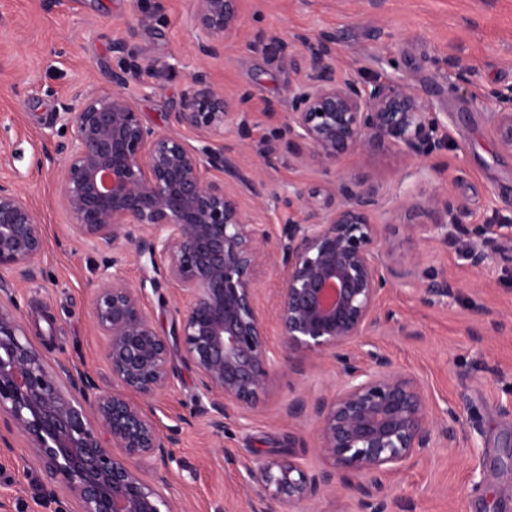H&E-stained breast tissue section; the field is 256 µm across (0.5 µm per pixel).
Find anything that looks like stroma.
Instances as JSON below:
<instances>
[{"label":"stroma","instance_id":"35a3bbf8","mask_svg":"<svg viewBox=\"0 0 512 512\" xmlns=\"http://www.w3.org/2000/svg\"><path fill=\"white\" fill-rule=\"evenodd\" d=\"M140 10L156 22L129 35ZM241 14L234 45L209 67L224 91L251 95L250 138L241 140L236 125H227L224 149L274 190L257 208V223L278 238L288 217L281 196L322 189L341 176L365 181L378 193L390 261L418 263L420 273L444 274L454 284L450 295L427 303L412 286L389 290L381 304L399 324L369 338L394 369L425 385L435 416H460L455 444L438 440L416 464L385 477L394 512H512V235L480 240L456 233L442 243L408 230L442 217L436 198L459 203L464 226L512 224V154L498 148L492 118L495 91L512 84V0H241ZM321 32L334 41L339 77L408 81L436 113L442 148L411 158L389 139L334 166L283 154L264 167L258 151L280 135L267 112L287 111V90L298 79L293 62L302 48L293 37ZM124 37L140 57L169 65L161 74L138 73L128 87L143 120L167 129L196 67L194 0H0V143L8 148L0 179L13 181L29 201L45 240L37 278L23 282L2 269L0 286L12 289L47 360L73 358L104 386L111 382L106 339L90 306L102 256L73 235L57 206L62 162L41 157L60 101L75 85H106L117 63L112 42ZM476 246L489 255L479 270L467 259ZM480 310L486 318H477ZM490 318L498 331H487ZM295 360L304 373L280 369L259 408L231 417L218 437L193 369L175 359L174 381L154 406L165 428L196 413L167 466L182 512H247L265 490L246 468L262 460L287 455L309 471L326 467L313 451V420L287 417L283 408L302 394L333 392L341 376L332 360ZM227 448L238 465L225 463ZM43 481L36 460L0 456V512H32Z\"/></svg>","mask_w":512,"mask_h":512}]
</instances>
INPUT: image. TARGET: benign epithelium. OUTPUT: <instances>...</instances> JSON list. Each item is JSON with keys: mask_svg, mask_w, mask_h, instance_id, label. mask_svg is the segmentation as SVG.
<instances>
[{"mask_svg": "<svg viewBox=\"0 0 512 512\" xmlns=\"http://www.w3.org/2000/svg\"><path fill=\"white\" fill-rule=\"evenodd\" d=\"M239 2L195 0L194 52L201 65L190 74L172 123L204 146L142 120L138 99L127 92L132 71L160 73L169 65L139 60L129 40L120 39L112 53L123 63L109 73L110 87H79L73 101L60 103L63 139L37 162H63L58 202L71 231L111 253L104 264L115 268L92 297L94 322L107 338L112 383L106 388L72 360L48 364L22 325L12 292L0 289V420L41 465L39 501L49 512H179L163 469L194 415L164 430L153 405L173 383L176 350L193 368L218 432L232 414L260 404L277 367L303 372L295 353L330 358L339 369L343 381L333 395H301L285 409L290 418L313 419L314 450L331 468L309 473L280 457L249 468V478L266 490L249 512H281L286 500L313 503L332 486L355 499L360 512H387L382 477L434 447L435 433L456 439V412L446 422L436 418L417 379L365 349L371 330L395 323L379 306L384 291L416 285L427 301L452 288L443 275L420 279L417 260L404 268L389 262L374 187L341 177L325 189L331 208L316 204L317 192L296 189L284 200L288 219L272 244L254 216L268 196L265 181L243 173L224 147L209 145L247 112V94L224 93L206 65L234 42ZM293 40L303 53L299 78L287 91L288 137L263 149L266 166L283 153L334 166L387 139L410 157L435 145L436 113L407 82L340 78L330 37ZM495 106L496 142L512 153V87L496 95ZM444 215L428 230L417 224L409 230L445 241L448 228L462 225L448 201ZM125 246L142 270L138 288L118 271ZM43 247L40 219L16 185L1 179L0 269L33 278ZM269 266L282 274L274 295L278 352L267 346L257 305V274ZM164 283L176 284L180 298L170 336L157 330L144 305L146 286L157 291ZM147 459L162 465L150 479L142 470Z\"/></svg>", "mask_w": 512, "mask_h": 512, "instance_id": "benign-epithelium-1", "label": "benign epithelium"}]
</instances>
